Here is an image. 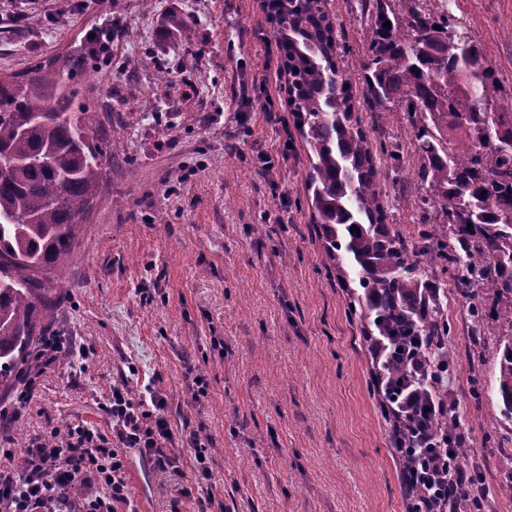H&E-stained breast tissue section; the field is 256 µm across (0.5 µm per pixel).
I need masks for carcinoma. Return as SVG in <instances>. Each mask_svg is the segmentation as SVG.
<instances>
[{
    "label": "carcinoma",
    "instance_id": "1",
    "mask_svg": "<svg viewBox=\"0 0 512 512\" xmlns=\"http://www.w3.org/2000/svg\"><path fill=\"white\" fill-rule=\"evenodd\" d=\"M426 0H361L371 39L363 97L377 123L405 109L418 156L421 228L407 239L392 230L383 203L388 168L402 157L375 146L363 130L351 81L339 67L346 52L324 0H273L275 45L288 71L291 115L310 158L309 198L336 276L362 289L350 315L367 337L446 336L445 283L487 289L481 313L508 327L499 348L497 394L512 417V112L497 111L502 86L482 47L457 17L432 14ZM390 22L391 27L383 26ZM59 81L34 75L0 83V386L35 367L31 346L45 336L56 297L41 280L64 268L83 218L103 180L84 143L86 127L71 119ZM498 141L486 138L489 125ZM473 227H468V224ZM356 226L360 231H351ZM426 378L407 361L378 362L374 389L391 414L395 389ZM443 441L455 430L446 415L424 416Z\"/></svg>",
    "mask_w": 512,
    "mask_h": 512
}]
</instances>
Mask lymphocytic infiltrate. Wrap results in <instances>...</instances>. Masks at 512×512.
Returning a JSON list of instances; mask_svg holds the SVG:
<instances>
[{
  "label": "lymphocytic infiltrate",
  "mask_w": 512,
  "mask_h": 512,
  "mask_svg": "<svg viewBox=\"0 0 512 512\" xmlns=\"http://www.w3.org/2000/svg\"><path fill=\"white\" fill-rule=\"evenodd\" d=\"M110 432L78 422L65 435L50 433L16 451L0 439V512H136L127 480L129 450L153 463L178 483L181 497L196 499L200 512H223L211 484L212 450L199 433L185 437L196 462L192 481H185L179 455L171 452L173 431L165 394L146 388L139 395L117 388L104 407ZM400 458L416 457L414 470L400 478L412 502L407 512H457L461 495L472 490L469 465L441 443L409 435Z\"/></svg>",
  "instance_id": "f902f5d3"
}]
</instances>
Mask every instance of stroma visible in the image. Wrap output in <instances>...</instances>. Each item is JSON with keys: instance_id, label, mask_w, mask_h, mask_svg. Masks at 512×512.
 <instances>
[{"instance_id": "obj_1", "label": "stroma", "mask_w": 512, "mask_h": 512, "mask_svg": "<svg viewBox=\"0 0 512 512\" xmlns=\"http://www.w3.org/2000/svg\"><path fill=\"white\" fill-rule=\"evenodd\" d=\"M427 6L460 17L512 84V0ZM326 7L362 94L368 21L358 0ZM274 34L256 0H0V80L41 68L84 112L88 143L121 146L53 283L51 333L90 354L80 368L56 362L25 407L1 401L0 433L28 446L63 420L106 432L113 387L151 383L169 401L185 476L194 471L186 430L208 439L224 512H405L371 350L346 315L358 288L330 269L306 204L308 151L283 125L291 112L276 87ZM145 56L150 67L133 66ZM383 137L403 157L385 206L394 229L413 236L423 189L406 119ZM271 146L279 162L264 173L255 156ZM484 298L452 286L443 300L446 389L463 415L482 512H512V419L494 392L500 330L475 314ZM197 374L210 385L199 405ZM127 478L140 512L198 510L150 465L134 463Z\"/></svg>"}]
</instances>
